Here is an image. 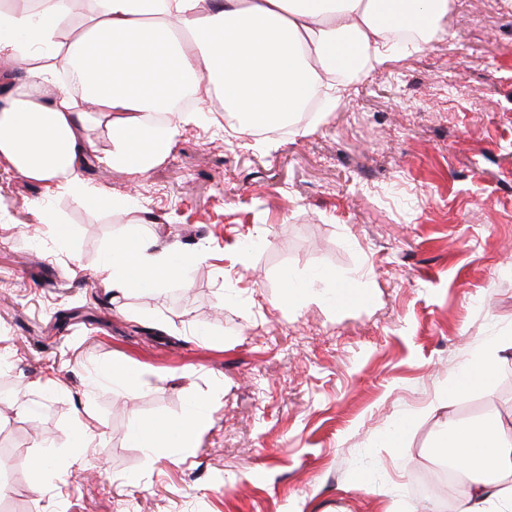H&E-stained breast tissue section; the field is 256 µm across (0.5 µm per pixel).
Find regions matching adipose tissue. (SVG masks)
Wrapping results in <instances>:
<instances>
[{
	"mask_svg": "<svg viewBox=\"0 0 512 512\" xmlns=\"http://www.w3.org/2000/svg\"><path fill=\"white\" fill-rule=\"evenodd\" d=\"M448 0H8L0 6V162L45 188L82 195L91 125L112 129L108 166L144 174L198 113L166 110L185 85L228 96L250 135L284 124L348 64L371 69L398 30L448 36ZM174 248L116 241L98 276L114 292L182 279ZM468 474L462 512L512 489V425L448 420L437 446Z\"/></svg>",
	"mask_w": 512,
	"mask_h": 512,
	"instance_id": "obj_1",
	"label": "adipose tissue"
}]
</instances>
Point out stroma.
Instances as JSON below:
<instances>
[{
    "instance_id": "35a3bbf8",
    "label": "stroma",
    "mask_w": 512,
    "mask_h": 512,
    "mask_svg": "<svg viewBox=\"0 0 512 512\" xmlns=\"http://www.w3.org/2000/svg\"><path fill=\"white\" fill-rule=\"evenodd\" d=\"M449 2V37L361 73L306 131L241 136L208 112L141 175L104 163L94 125L83 197L0 165V504L460 512L461 487L442 502L412 486L447 419L512 421V357L448 386L512 338V8ZM155 234L206 261L113 297L96 275L113 240ZM50 374L51 408L17 416ZM198 402L196 448L133 441L132 422ZM40 439L54 476L35 487Z\"/></svg>"
}]
</instances>
